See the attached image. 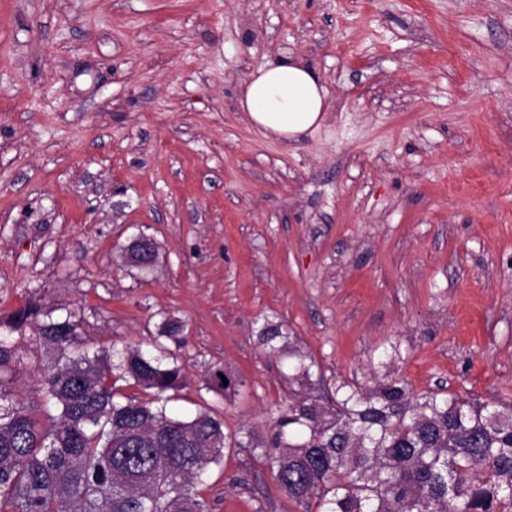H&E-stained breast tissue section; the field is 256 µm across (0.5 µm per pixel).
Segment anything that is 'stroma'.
I'll return each instance as SVG.
<instances>
[{"instance_id":"1","label":"stroma","mask_w":512,"mask_h":512,"mask_svg":"<svg viewBox=\"0 0 512 512\" xmlns=\"http://www.w3.org/2000/svg\"><path fill=\"white\" fill-rule=\"evenodd\" d=\"M288 55L328 91L297 142L238 105ZM140 231L148 275L124 259ZM31 301L82 308L96 347L181 318L169 410L263 441L289 392L268 322L327 383L512 404V0H0V319ZM13 341L28 402L46 356ZM218 366L242 395L202 389ZM203 495L305 512L244 448Z\"/></svg>"}]
</instances>
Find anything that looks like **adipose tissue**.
<instances>
[{
    "instance_id": "1",
    "label": "adipose tissue",
    "mask_w": 512,
    "mask_h": 512,
    "mask_svg": "<svg viewBox=\"0 0 512 512\" xmlns=\"http://www.w3.org/2000/svg\"><path fill=\"white\" fill-rule=\"evenodd\" d=\"M239 105L265 135L292 140L320 126L328 102L319 76L288 56L258 67L246 82Z\"/></svg>"
}]
</instances>
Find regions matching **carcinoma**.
<instances>
[{"label":"carcinoma","mask_w":512,"mask_h":512,"mask_svg":"<svg viewBox=\"0 0 512 512\" xmlns=\"http://www.w3.org/2000/svg\"><path fill=\"white\" fill-rule=\"evenodd\" d=\"M127 257L147 273L158 246L131 243ZM58 310L29 303L0 323L9 336L34 323L47 357L37 394L48 420L14 400L21 357L0 339V512H209L201 486L235 448L261 450L280 489L299 504L316 499L318 512H512V405L491 411L450 394H419L403 378L367 387L343 381L327 405L289 401L261 446L249 431L225 432L207 411L167 413L172 393L186 385L173 352L89 347L81 309ZM184 327L167 315L157 336L181 348ZM260 336L288 358V385L324 382L282 325L268 323ZM119 380L150 399L117 392ZM243 386L226 367L204 379L224 397Z\"/></svg>","instance_id":"1"}]
</instances>
